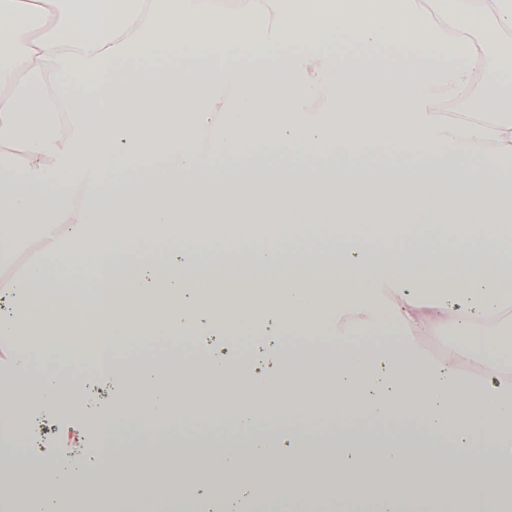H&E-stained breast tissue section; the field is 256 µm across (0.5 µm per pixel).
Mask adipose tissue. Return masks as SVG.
<instances>
[{"label": "adipose tissue", "mask_w": 512, "mask_h": 512, "mask_svg": "<svg viewBox=\"0 0 512 512\" xmlns=\"http://www.w3.org/2000/svg\"><path fill=\"white\" fill-rule=\"evenodd\" d=\"M60 0L42 34L28 0H0V269L35 258L21 281H0L13 309L0 312V375L29 374L37 355L65 363L85 357L112 396L92 399L85 383L39 382L41 413L67 422L51 456L0 463L30 469L33 494L0 489V512H55L59 489L85 486L101 506L113 476L127 471L111 449L118 432L148 424L167 431L140 460L158 483L195 475L221 460L224 480L248 493L264 466L272 484L296 481L313 499L360 501L383 466L381 512H443L444 488L464 508L498 495L491 453L512 454V328L504 295L512 286V213L498 197L512 181V115L434 108L469 90L477 72L512 76V50L491 53L487 33L512 32V0ZM254 73L287 79L284 95L259 98ZM405 92L402 102L363 96L354 77ZM21 146L22 164L9 162ZM254 162L303 177L324 169L369 172L395 186L374 207L309 191L258 210L224 183L219 197L187 199L198 170L219 174ZM466 177L470 192L437 200L426 180ZM162 180L167 195L102 209L132 180ZM415 184V191L400 187ZM58 199L34 208L35 199ZM33 228L22 238L11 218ZM74 298L95 314L79 328L45 299ZM391 324L375 334L377 312ZM287 326L299 352L331 349L336 373L319 393L265 371L237 386L230 406L209 399L205 379L222 380L223 357L207 374L183 367L170 386L160 362L128 379L113 350L117 334L175 338L263 336L270 317ZM61 326V340L42 335ZM455 335L443 364L419 389L403 369L419 340ZM492 382L461 385L459 363ZM406 414L409 434L366 433L358 420ZM295 427L258 432L259 417ZM214 420L234 437L186 440L182 421ZM336 428L325 438L322 422ZM444 439L441 468L410 469L412 448Z\"/></svg>", "instance_id": "ef3b65f1"}]
</instances>
